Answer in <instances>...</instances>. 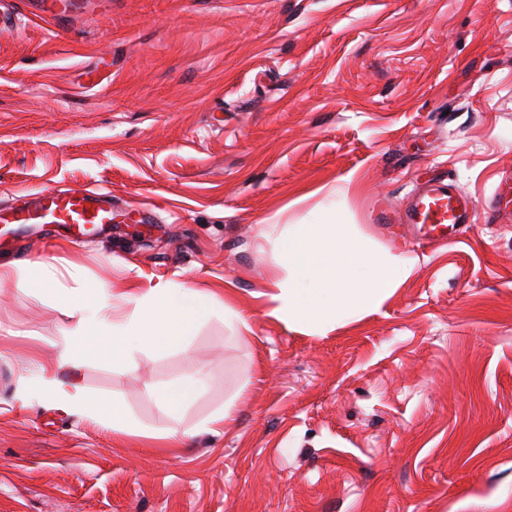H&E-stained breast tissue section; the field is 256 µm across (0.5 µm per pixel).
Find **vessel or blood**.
Masks as SVG:
<instances>
[{
  "instance_id": "obj_1",
  "label": "vessel or blood",
  "mask_w": 512,
  "mask_h": 512,
  "mask_svg": "<svg viewBox=\"0 0 512 512\" xmlns=\"http://www.w3.org/2000/svg\"><path fill=\"white\" fill-rule=\"evenodd\" d=\"M32 8L36 17L59 27L81 13L83 4L81 0H33ZM500 212L498 198L476 206L471 196L453 182L439 178L415 193L400 220L414 225L424 243L434 245L461 235L476 216H483L485 223H496ZM111 221V197L95 191L43 190L27 196L17 207L0 209L1 223L62 224L78 236L90 234Z\"/></svg>"
}]
</instances>
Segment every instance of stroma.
<instances>
[{"mask_svg": "<svg viewBox=\"0 0 512 512\" xmlns=\"http://www.w3.org/2000/svg\"><path fill=\"white\" fill-rule=\"evenodd\" d=\"M17 2L0 208L95 188L116 221L0 223V262L61 288H217L250 330L218 306L186 349L74 364L55 296L0 288V512H512V219L427 248L379 220L435 174L479 205L512 187V0H112L58 30ZM347 175L350 223L417 270L349 325L288 331L265 314L262 221L311 220ZM43 366L137 435L19 407ZM200 368L171 423L154 393ZM173 424L176 451L156 438Z\"/></svg>", "mask_w": 512, "mask_h": 512, "instance_id": "stroma-1", "label": "stroma"}]
</instances>
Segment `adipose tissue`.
Segmentation results:
<instances>
[{
  "mask_svg": "<svg viewBox=\"0 0 512 512\" xmlns=\"http://www.w3.org/2000/svg\"><path fill=\"white\" fill-rule=\"evenodd\" d=\"M326 194L330 204L317 206L311 222L284 231L274 224L264 228L274 240L281 268L288 272L284 279L274 271L268 275L269 314L294 331L324 334L378 310L418 265L416 258L377 250L348 223L337 202L339 189H327ZM61 298L76 321L64 332L61 346L63 359L71 362L90 353L127 365L137 351L162 356L182 349L219 302L228 319L240 328L248 326L246 315L232 301H219L216 292L163 282L148 288L131 283L118 296L103 284H86L62 292ZM125 303L130 306L126 312L121 309ZM208 381L205 372L190 373L162 387L155 398L175 421ZM35 387V392H21L22 406H30L36 393L64 412L103 418L116 429L130 427L119 405L86 397L77 388L66 389L52 369L41 368Z\"/></svg>",
  "mask_w": 512,
  "mask_h": 512,
  "instance_id": "obj_1",
  "label": "adipose tissue"
}]
</instances>
